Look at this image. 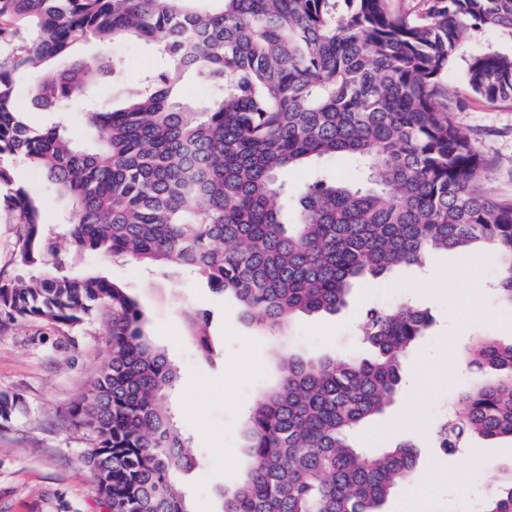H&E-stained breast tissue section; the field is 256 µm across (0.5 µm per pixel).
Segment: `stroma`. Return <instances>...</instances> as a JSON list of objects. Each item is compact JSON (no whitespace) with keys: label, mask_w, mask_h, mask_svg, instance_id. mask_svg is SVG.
<instances>
[{"label":"stroma","mask_w":512,"mask_h":512,"mask_svg":"<svg viewBox=\"0 0 512 512\" xmlns=\"http://www.w3.org/2000/svg\"><path fill=\"white\" fill-rule=\"evenodd\" d=\"M512 51V40L492 29L467 39L448 67L452 119L468 130L492 161L479 180L490 194L512 199V103L490 105L474 96L463 80L465 61L476 51ZM79 55L115 58L123 78L101 76L97 95L121 99L141 74L156 68L150 50L137 41H90ZM466 254L429 257L423 268L401 266L377 287L359 285L339 313L299 319L291 332L298 352L319 357L362 352L358 328L373 306L392 308L405 300L427 307L433 325L403 360L404 387L380 418L363 425L357 438L363 448H389L401 441L419 451L413 488L426 491V512H481L486 492L503 466L512 464V442L473 440L457 454L435 448L434 431L458 392L473 378L448 364L479 336H512V313L496 302L489 282L493 262L466 267ZM76 269L95 268L128 288L140 303L144 332L178 367V383L167 405L197 451L200 464L179 482L190 512H220V487L237 482L246 464L242 425L259 393L274 380L270 335L243 321L235 304L200 278L187 279L161 269L104 254L76 256ZM210 313L209 334L220 354L201 360L186 314ZM106 355L103 321L80 327L36 319L0 327V392L18 394L22 412L0 428V512H107L93 478L82 463L87 446L82 431L65 418Z\"/></svg>","instance_id":"obj_1"}]
</instances>
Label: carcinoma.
<instances>
[{"instance_id": "obj_1", "label": "carcinoma", "mask_w": 512, "mask_h": 512, "mask_svg": "<svg viewBox=\"0 0 512 512\" xmlns=\"http://www.w3.org/2000/svg\"><path fill=\"white\" fill-rule=\"evenodd\" d=\"M486 27L512 40V0H418L411 12L392 0H0V186L20 157L69 205L47 224L43 194L14 189L15 262L38 274L0 280V319L104 318L105 360L67 420L88 437L83 462L109 512H189L175 475L198 460L164 404L177 372L145 335L139 302L67 270L71 252L199 275L244 321L277 331L338 312L357 281L489 245L496 299L512 314V201L477 185L488 162L450 118L445 85L457 48ZM90 40L145 42L164 67L116 108L95 77L119 78L120 62L73 55ZM26 70L38 75L33 111L92 102V140L28 122L13 78ZM187 79L215 92L196 110L181 101ZM464 79L489 103L512 101V52L469 56ZM336 156L355 163L352 179L320 173L284 219V171ZM209 320L189 314L206 361L217 354ZM431 325L417 304L370 308V358L278 351L280 381L248 412V470L222 490V512H383L412 479L417 446L373 454L353 435L396 402L402 357ZM464 358L475 385L436 430L447 454L472 437L512 441V338L480 339ZM20 412V397L0 392V427ZM482 512H512V466Z\"/></svg>"}]
</instances>
